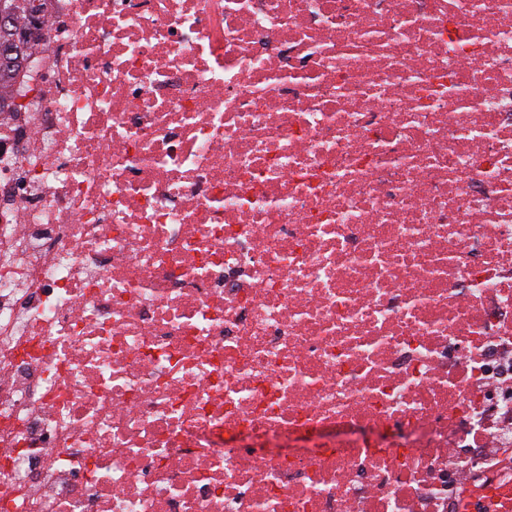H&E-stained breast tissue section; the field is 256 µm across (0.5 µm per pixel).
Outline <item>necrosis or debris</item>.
I'll return each instance as SVG.
<instances>
[{
	"instance_id": "necrosis-or-debris-1",
	"label": "necrosis or debris",
	"mask_w": 512,
	"mask_h": 512,
	"mask_svg": "<svg viewBox=\"0 0 512 512\" xmlns=\"http://www.w3.org/2000/svg\"><path fill=\"white\" fill-rule=\"evenodd\" d=\"M35 4L0 512H502L512 0Z\"/></svg>"
}]
</instances>
